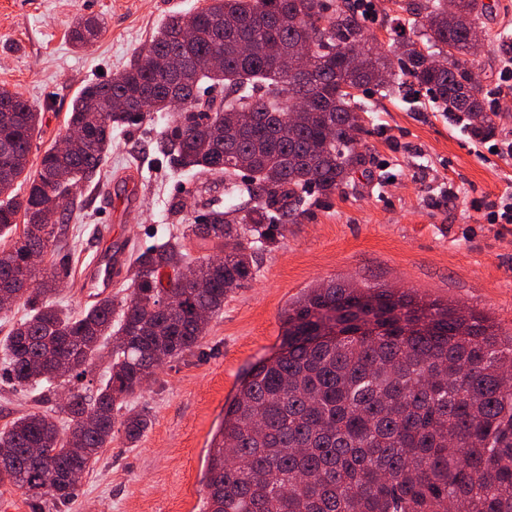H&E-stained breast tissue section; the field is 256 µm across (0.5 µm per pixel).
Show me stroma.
<instances>
[{"label":"stroma","instance_id":"obj_1","mask_svg":"<svg viewBox=\"0 0 512 512\" xmlns=\"http://www.w3.org/2000/svg\"><path fill=\"white\" fill-rule=\"evenodd\" d=\"M410 0H372L367 36L395 55L398 22ZM486 32L471 58L484 87L498 98L495 142L512 141V86L500 72L512 47V0H492ZM205 0H0V85L41 114L29 161L65 135L69 107L80 88L125 68L172 13L197 11ZM93 14L104 22L99 38L77 48L72 22ZM363 162L345 192L317 189L288 201V217L272 219L257 270L225 301L193 354L165 364L133 397L148 407L151 424L140 440L116 436L78 483L68 502L41 505L0 482V512H202L205 457L221 427L224 405L252 365L281 342L282 315L308 288L329 279L410 291L485 314L500 333H512V224H489L487 207L512 189V156L487 153L463 123L449 121L425 95L366 98ZM175 118L148 112L135 126L114 130L112 152L99 184H80L79 206L65 223L59 259L66 270L54 300L80 311L94 298L83 273L102 244L115 211L130 249L143 248L204 222L212 210L241 208L245 199L222 178L169 165L159 141ZM453 184L459 197L439 191ZM131 209L122 204L128 191Z\"/></svg>","mask_w":512,"mask_h":512}]
</instances>
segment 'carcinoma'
I'll list each match as a JSON object with an SVG mask.
<instances>
[{"instance_id":"1","label":"carcinoma","mask_w":512,"mask_h":512,"mask_svg":"<svg viewBox=\"0 0 512 512\" xmlns=\"http://www.w3.org/2000/svg\"><path fill=\"white\" fill-rule=\"evenodd\" d=\"M426 0L409 10L426 50L413 40L397 59L379 53L359 14L342 0H207L172 13L122 71L88 83L72 100L74 148L46 150L29 165L39 113L0 86V313L30 308L0 342V375L37 393L42 408L0 429V470L39 503L54 489L70 499V469L88 471L115 434L133 444L151 424L130 404L164 363L198 348L210 318L254 275L270 210L317 188L330 196L362 163L363 113L354 91L425 92L470 135H495L491 92L470 85L467 56L489 5ZM102 26L78 18L77 47ZM312 63L299 73L276 61L297 46ZM208 79L234 103H200ZM176 124L160 141L175 167L248 175L241 218L212 211L203 224L140 249L125 296H105L73 314L52 297L63 223L78 203L75 182L96 181L112 131L168 112ZM21 233H16L18 219ZM204 254L192 256L190 245ZM109 375L95 391L56 389L82 380L98 361ZM69 426H59V416ZM204 512H512V334L480 313L412 293L331 279L308 289L283 315L275 355L255 363L224 404V424L206 455Z\"/></svg>"}]
</instances>
